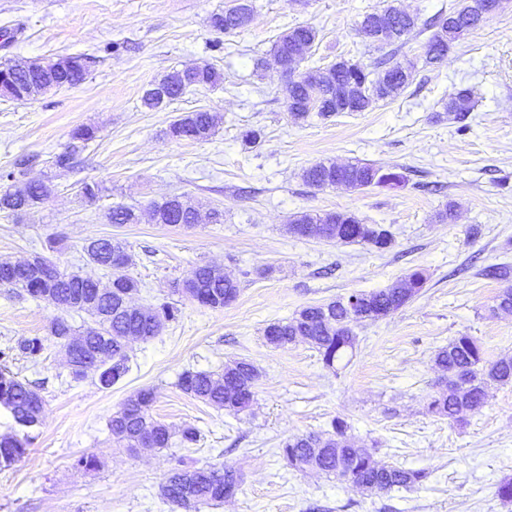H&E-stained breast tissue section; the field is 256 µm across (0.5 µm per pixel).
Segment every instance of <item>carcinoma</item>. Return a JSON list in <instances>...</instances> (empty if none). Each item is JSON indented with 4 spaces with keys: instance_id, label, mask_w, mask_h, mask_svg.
<instances>
[{
    "instance_id": "cac0c4a2",
    "label": "carcinoma",
    "mask_w": 512,
    "mask_h": 512,
    "mask_svg": "<svg viewBox=\"0 0 512 512\" xmlns=\"http://www.w3.org/2000/svg\"><path fill=\"white\" fill-rule=\"evenodd\" d=\"M495 0H460V3L423 24L418 17L395 8L373 9L364 14L358 32L364 41L382 48L396 44L417 27L431 31L425 42L424 65L442 61L461 36L479 28L489 18L487 4ZM251 0H236L222 13L212 16L214 28L226 33L241 31L254 21ZM318 31L310 25L296 24L281 34L272 48L275 65L292 61L301 64L309 60L305 72L289 81L288 112L296 121H305L311 115L328 119L341 112H365L379 101L399 96L414 81V71L400 63L392 64L381 58L369 67L351 59L339 58L326 67L318 66L312 49ZM31 63L12 65L16 86L7 95L13 100H28L39 94V88L52 81L56 87L80 84L88 70L80 67L54 75H44L30 69ZM222 80L221 73L211 66H193L173 69L151 85L157 92H144L141 102L149 110H159L180 98L193 87H215ZM474 92L462 87L442 103L448 118L462 122L473 108ZM216 127L215 116L197 110L178 116L169 125L168 135L185 140L200 141L210 138ZM95 138L91 127L75 129L71 134L72 149L54 156L58 168H72L78 153ZM304 182L323 189L343 185L353 190L370 187H401L407 176L396 168H383L372 162L335 164L316 163L303 171ZM52 192L44 181H26L12 185L0 193V211L18 213L36 208ZM153 220L168 226L189 227L198 223L199 212L188 200L179 196L154 200L150 203ZM112 224H136L139 215L132 208L117 206L110 210ZM288 230L299 238H321L338 244L370 246L387 251L394 246L392 232L382 224H369L353 213L328 211L299 212L289 219ZM87 262L108 270L112 276V290L105 291L90 276L67 273L48 260L49 280L39 297L51 301L66 313L86 312L94 326L78 334L65 316L51 319L46 336H31L16 345L0 350V358L18 355L35 360L45 349V341L53 339L63 349L77 336L81 346L70 352L69 376L81 382L88 371L98 372L102 387L116 384L128 371L127 347L129 341H143L159 335L165 325L178 319L181 309L174 302H165L155 308L131 307L126 300L138 291V281L126 273L131 255L125 242L105 238L99 250L84 248ZM38 270L22 262H0V284L16 289L36 277ZM478 274L487 280L509 283L512 265L493 263L483 266ZM427 282L423 272L414 270L393 286L378 291L360 292L359 304L350 308L342 299L302 308L294 317L268 324L264 336L268 343L284 346L303 340L312 345L324 365L334 366L355 340L354 326L365 320L388 317L406 306ZM183 292L200 305L221 309L234 302L239 294L237 282L224 276L222 268L204 264L196 268L194 277L185 282ZM435 363L445 373L440 390L432 397L429 409L453 423H463L462 414L479 411L485 403L487 390L512 382V357L496 361L485 360L481 345L471 336L461 335L438 350ZM260 371L251 362L237 361L214 374L203 371H185L178 380L180 389L209 405L230 413L247 409L255 396ZM3 393L12 398L15 422L24 428L40 424L44 398L40 384H31L11 376L0 381ZM156 398L151 389L139 391L126 400L112 414L108 428L114 442L129 450L139 447V438L152 439L151 447L168 448L172 433L151 414ZM332 430L296 436L282 443L280 457L285 466L298 471L307 469L335 475L352 481L366 491H388L397 488L418 487L428 478L423 470L406 469L394 464L380 465L370 449L347 435L343 422L335 420ZM31 437L16 435L0 437V469L17 463L25 457ZM240 479L224 467H195L180 464L171 471L161 485V495L184 512H198L199 506L222 501L239 489Z\"/></svg>"
}]
</instances>
